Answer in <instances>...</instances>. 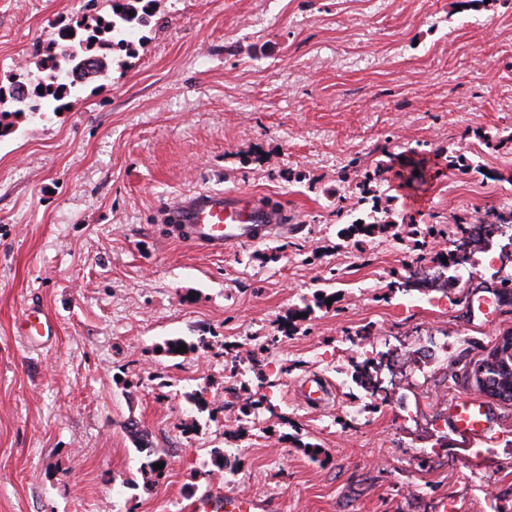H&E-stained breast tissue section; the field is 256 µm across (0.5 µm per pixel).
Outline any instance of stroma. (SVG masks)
<instances>
[{
    "instance_id": "35a3bbf8",
    "label": "stroma",
    "mask_w": 512,
    "mask_h": 512,
    "mask_svg": "<svg viewBox=\"0 0 512 512\" xmlns=\"http://www.w3.org/2000/svg\"><path fill=\"white\" fill-rule=\"evenodd\" d=\"M86 2L0 0V86L35 80L37 43ZM461 2L162 0L62 113L14 116L0 138V512H184L218 488L269 512H512V402L487 404L486 457L440 422L512 330L511 240L468 254L467 284L436 259L455 218L512 214V0ZM448 151L498 179L448 171ZM419 160L422 190L400 188ZM386 162L376 192L394 230L352 246L338 231L372 206L357 184ZM197 190L265 196L293 228L221 255L167 239L160 211ZM429 225L431 239L407 233ZM321 291L335 303L316 306ZM33 303L57 329L41 348L15 334ZM431 334L438 366L407 359ZM172 338L195 351L162 352ZM366 360L378 386L415 379L417 409L367 398L351 380ZM313 377L324 404L298 394ZM252 392L275 413L241 420ZM133 423L166 454L161 478H143ZM216 448L235 454L229 477Z\"/></svg>"
}]
</instances>
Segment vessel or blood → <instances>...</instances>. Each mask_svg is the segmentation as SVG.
<instances>
[{
	"instance_id": "vessel-or-blood-1",
	"label": "vessel or blood",
	"mask_w": 512,
	"mask_h": 512,
	"mask_svg": "<svg viewBox=\"0 0 512 512\" xmlns=\"http://www.w3.org/2000/svg\"><path fill=\"white\" fill-rule=\"evenodd\" d=\"M170 239L198 249L223 253L230 246L256 243L285 236L291 229L288 212L271 206L262 196L246 193L197 191L177 197L165 211ZM28 345L47 344L55 333L52 317L31 307L18 327ZM449 423L454 432L475 441L486 440L494 431L485 401L472 397L453 401ZM265 505L253 496L219 491L190 502L187 512H264Z\"/></svg>"
}]
</instances>
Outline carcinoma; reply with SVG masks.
<instances>
[{"label":"carcinoma","instance_id":"obj_1","mask_svg":"<svg viewBox=\"0 0 512 512\" xmlns=\"http://www.w3.org/2000/svg\"><path fill=\"white\" fill-rule=\"evenodd\" d=\"M106 3V10L90 9L75 28L61 23L56 25L38 48L43 54L40 60L43 75L34 84L16 81L7 88L0 86V104L10 102L15 113L58 111V102L70 96L96 69L98 56L115 48L132 50L138 30L148 26L155 15L158 0H106ZM40 87L43 88L41 93L38 92ZM445 167L462 173L481 171L480 166L455 152L445 157ZM376 228L364 214L344 225L339 234L346 238L366 237ZM501 362L504 367L494 373L495 380L512 387V351L502 348ZM261 410H274L267 395L256 393L246 398L244 415H256Z\"/></svg>","mask_w":512,"mask_h":512}]
</instances>
